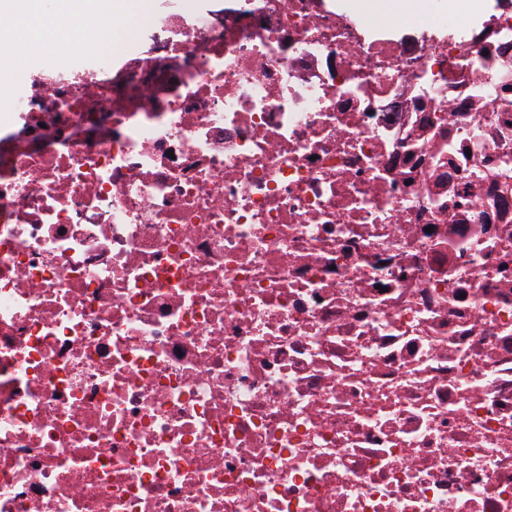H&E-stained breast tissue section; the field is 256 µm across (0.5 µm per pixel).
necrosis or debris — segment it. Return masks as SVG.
Instances as JSON below:
<instances>
[{
	"label": "necrosis or debris",
	"instance_id": "necrosis-or-debris-1",
	"mask_svg": "<svg viewBox=\"0 0 512 512\" xmlns=\"http://www.w3.org/2000/svg\"><path fill=\"white\" fill-rule=\"evenodd\" d=\"M169 0L0 120V512H512V0Z\"/></svg>",
	"mask_w": 512,
	"mask_h": 512
}]
</instances>
